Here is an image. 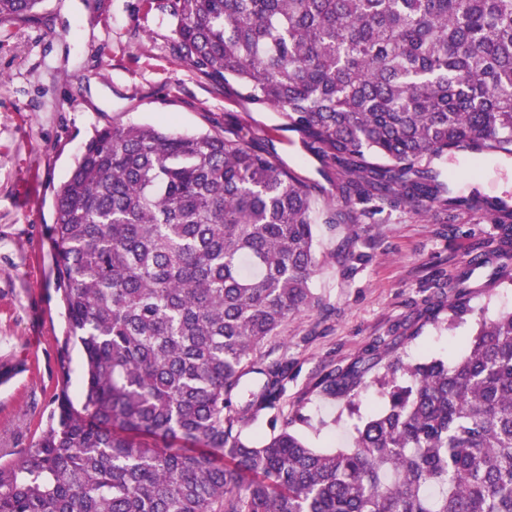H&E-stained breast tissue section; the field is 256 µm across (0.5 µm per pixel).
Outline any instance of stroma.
Here are the masks:
<instances>
[{"instance_id":"35a3bbf8","label":"stroma","mask_w":512,"mask_h":512,"mask_svg":"<svg viewBox=\"0 0 512 512\" xmlns=\"http://www.w3.org/2000/svg\"><path fill=\"white\" fill-rule=\"evenodd\" d=\"M166 4L44 0L27 22L0 27V364L22 366L0 380L2 450L17 454L32 445L59 391L56 355L67 322L49 236L55 191L88 140L112 126L238 129L299 175L319 177L320 162L300 150L277 112L226 99L177 57ZM447 169L456 194L512 200V161L479 173L472 159L452 157ZM495 234L466 213L418 216L406 205L321 229L310 286L322 304L274 341L290 365L281 406L308 416L303 433L312 447H352L381 402L369 389L352 414L343 399L324 396L315 382L331 365L398 336L405 360L451 359L479 317L512 311V282L474 290L461 318L451 319L444 305L425 311L439 283Z\"/></svg>"}]
</instances>
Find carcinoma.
<instances>
[{"mask_svg":"<svg viewBox=\"0 0 512 512\" xmlns=\"http://www.w3.org/2000/svg\"><path fill=\"white\" fill-rule=\"evenodd\" d=\"M43 0H0V25ZM179 58L275 109L346 204L427 202L495 225L448 282L512 273V206L453 193L450 155L512 159V0H169ZM324 187L240 133L114 126L58 188L50 242L67 318L44 428L0 463V512H512V312L463 354L373 346L316 383L381 407L323 451L279 416L288 359L268 349L320 305L317 228L355 224ZM84 355L79 402L70 350ZM387 359L385 371L371 372ZM269 416L270 431L249 427Z\"/></svg>","mask_w":512,"mask_h":512,"instance_id":"cac0c4a2","label":"carcinoma"}]
</instances>
